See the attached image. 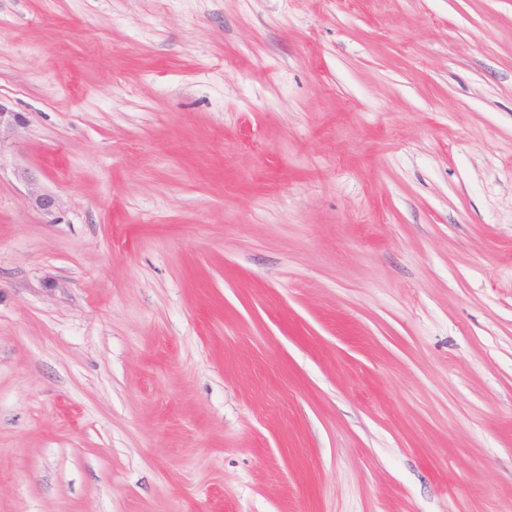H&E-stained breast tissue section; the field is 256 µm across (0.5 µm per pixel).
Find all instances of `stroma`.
<instances>
[{"instance_id":"obj_1","label":"stroma","mask_w":512,"mask_h":512,"mask_svg":"<svg viewBox=\"0 0 512 512\" xmlns=\"http://www.w3.org/2000/svg\"><path fill=\"white\" fill-rule=\"evenodd\" d=\"M0 101V512H512V0H0ZM20 177L27 183V202L33 208L41 210L45 213H52V211L57 207L56 198L52 195L42 192L40 187H38V185L26 175V173H23Z\"/></svg>"}]
</instances>
